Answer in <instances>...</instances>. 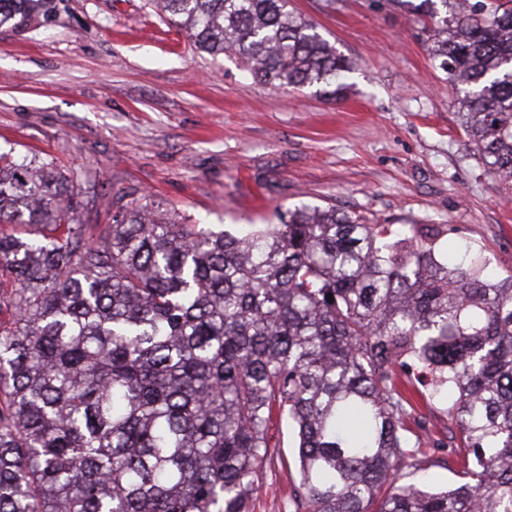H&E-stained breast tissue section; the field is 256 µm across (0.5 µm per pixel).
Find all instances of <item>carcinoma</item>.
Segmentation results:
<instances>
[{"label": "carcinoma", "mask_w": 512, "mask_h": 512, "mask_svg": "<svg viewBox=\"0 0 512 512\" xmlns=\"http://www.w3.org/2000/svg\"><path fill=\"white\" fill-rule=\"evenodd\" d=\"M53 0H0L20 30ZM254 80L336 99L354 62L290 0H154ZM384 0L458 87L464 146L512 190V0ZM76 171L0 153V512H250L288 422L302 512H512V274L443 224L303 205L238 235L134 197L97 239ZM333 295V301L327 295ZM473 464L399 485L420 406ZM422 416L427 428L435 438L444 437L448 423V415L443 411V406L436 405L432 410L422 406Z\"/></svg>", "instance_id": "1"}]
</instances>
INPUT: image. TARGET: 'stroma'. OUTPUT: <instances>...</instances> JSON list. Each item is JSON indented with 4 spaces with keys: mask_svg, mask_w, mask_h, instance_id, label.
<instances>
[{
    "mask_svg": "<svg viewBox=\"0 0 512 512\" xmlns=\"http://www.w3.org/2000/svg\"><path fill=\"white\" fill-rule=\"evenodd\" d=\"M356 65L340 99L254 81L236 56L194 49L150 0H54L23 31L0 27V153L80 169L78 213L108 232L129 192L161 217L234 230L333 205L390 224H445L512 273V195L464 149L458 95L421 22L376 0H292ZM252 512H297L288 430ZM427 478L453 486L451 448L422 446Z\"/></svg>",
    "mask_w": 512,
    "mask_h": 512,
    "instance_id": "1",
    "label": "stroma"
}]
</instances>
